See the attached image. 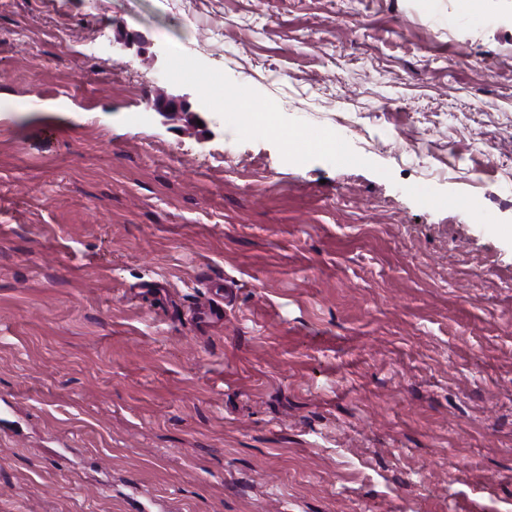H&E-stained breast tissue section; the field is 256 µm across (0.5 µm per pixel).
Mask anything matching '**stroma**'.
Listing matches in <instances>:
<instances>
[{"label":"stroma","instance_id":"stroma-1","mask_svg":"<svg viewBox=\"0 0 512 512\" xmlns=\"http://www.w3.org/2000/svg\"><path fill=\"white\" fill-rule=\"evenodd\" d=\"M0 512H512V0H0Z\"/></svg>","mask_w":512,"mask_h":512}]
</instances>
